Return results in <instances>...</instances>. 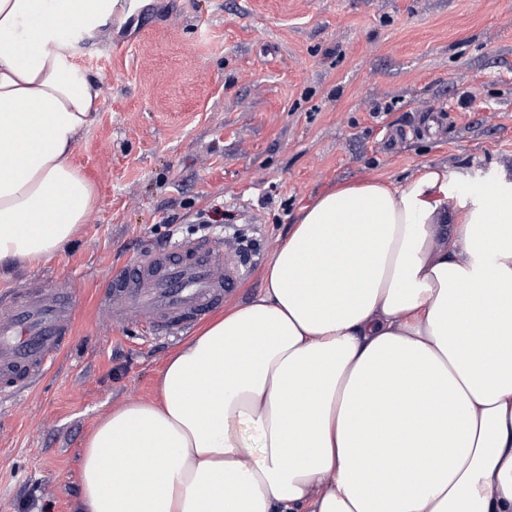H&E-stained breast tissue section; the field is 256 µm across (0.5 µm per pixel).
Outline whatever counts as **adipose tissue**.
Returning a JSON list of instances; mask_svg holds the SVG:
<instances>
[{
  "label": "adipose tissue",
  "mask_w": 512,
  "mask_h": 512,
  "mask_svg": "<svg viewBox=\"0 0 512 512\" xmlns=\"http://www.w3.org/2000/svg\"><path fill=\"white\" fill-rule=\"evenodd\" d=\"M118 0H0V272L70 246L95 206L73 150L99 90L74 49ZM319 195L262 294L103 416L79 512H512V179Z\"/></svg>",
  "instance_id": "adipose-tissue-1"
}]
</instances>
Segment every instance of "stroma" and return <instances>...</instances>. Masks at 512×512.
Returning <instances> with one entry per match:
<instances>
[{
    "mask_svg": "<svg viewBox=\"0 0 512 512\" xmlns=\"http://www.w3.org/2000/svg\"><path fill=\"white\" fill-rule=\"evenodd\" d=\"M75 61L100 91L74 152L97 204L72 246L0 291L75 289L76 338L34 390L0 400V512H76L85 437L152 397L186 341L100 320L113 271L207 235L244 274L230 308L262 293L325 191L428 164L455 195H488L512 172V0H133Z\"/></svg>",
    "mask_w": 512,
    "mask_h": 512,
    "instance_id": "obj_1",
    "label": "stroma"
}]
</instances>
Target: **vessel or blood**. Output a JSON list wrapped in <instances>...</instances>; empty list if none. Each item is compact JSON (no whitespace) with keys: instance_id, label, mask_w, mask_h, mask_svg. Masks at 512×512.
I'll list each match as a JSON object with an SVG mask.
<instances>
[{"instance_id":"obj_1","label":"vessel or blood","mask_w":512,"mask_h":512,"mask_svg":"<svg viewBox=\"0 0 512 512\" xmlns=\"http://www.w3.org/2000/svg\"><path fill=\"white\" fill-rule=\"evenodd\" d=\"M242 274L209 238L181 243L177 252L142 253L114 272L97 298L99 318L136 317L158 333L181 334L223 307ZM0 315V393L40 381L75 336L73 289L38 280L11 294Z\"/></svg>"}]
</instances>
